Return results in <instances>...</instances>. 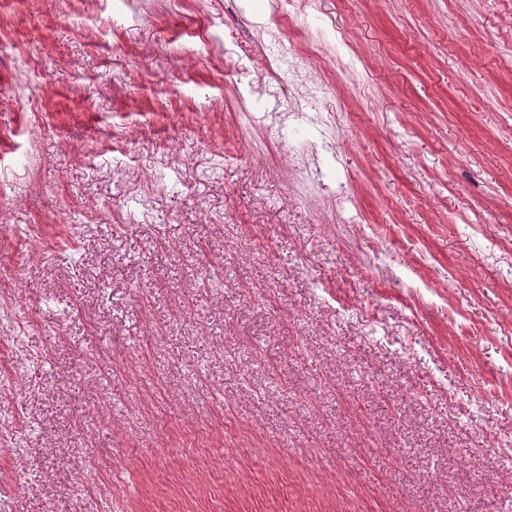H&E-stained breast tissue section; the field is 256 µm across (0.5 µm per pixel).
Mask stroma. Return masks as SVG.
I'll use <instances>...</instances> for the list:
<instances>
[{"label":"stroma","instance_id":"stroma-1","mask_svg":"<svg viewBox=\"0 0 512 512\" xmlns=\"http://www.w3.org/2000/svg\"><path fill=\"white\" fill-rule=\"evenodd\" d=\"M275 5L355 73L312 91L343 151L224 39ZM511 16L0 0L13 512H512ZM305 140L349 223L281 176ZM326 190H318L309 194L308 202L321 224H346L343 216V195L325 196Z\"/></svg>","mask_w":512,"mask_h":512}]
</instances>
